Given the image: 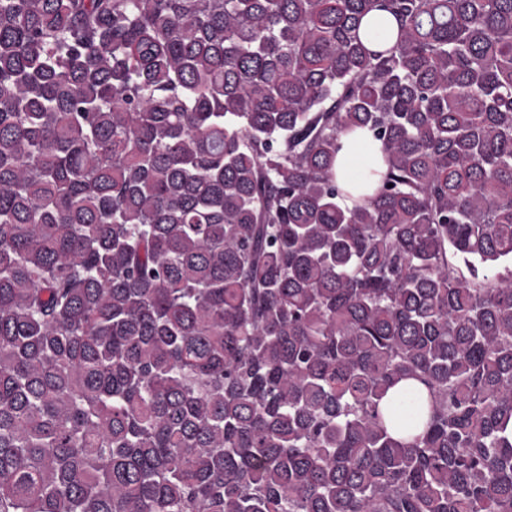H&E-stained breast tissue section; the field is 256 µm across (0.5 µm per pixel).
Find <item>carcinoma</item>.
<instances>
[{"label": "carcinoma", "instance_id": "cac0c4a2", "mask_svg": "<svg viewBox=\"0 0 512 512\" xmlns=\"http://www.w3.org/2000/svg\"><path fill=\"white\" fill-rule=\"evenodd\" d=\"M0 512H512V0H0ZM341 142L342 149L336 158V172L339 175L343 173L345 167L357 168L361 165L367 170L368 167H374L378 161L381 164L378 146L372 144L365 133L357 132L353 136H343Z\"/></svg>", "mask_w": 512, "mask_h": 512}]
</instances>
